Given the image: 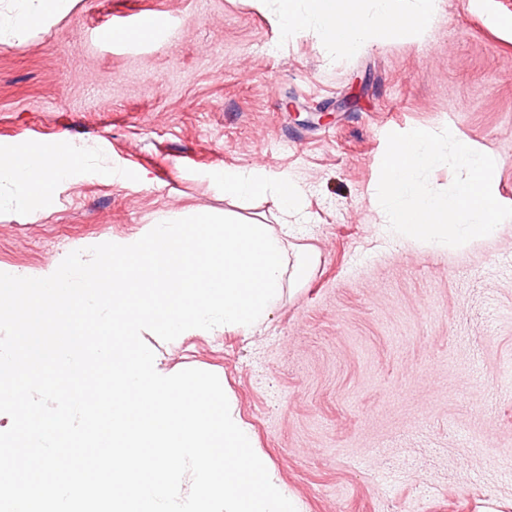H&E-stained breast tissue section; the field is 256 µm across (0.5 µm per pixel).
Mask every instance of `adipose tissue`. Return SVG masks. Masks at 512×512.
I'll return each mask as SVG.
<instances>
[{
    "instance_id": "adipose-tissue-1",
    "label": "adipose tissue",
    "mask_w": 512,
    "mask_h": 512,
    "mask_svg": "<svg viewBox=\"0 0 512 512\" xmlns=\"http://www.w3.org/2000/svg\"><path fill=\"white\" fill-rule=\"evenodd\" d=\"M72 0H21L19 8L0 11V37L24 38L31 29L51 27ZM410 9H397V0H274L272 21L284 34L313 29L336 52L344 55L390 32L418 31L436 0H412ZM76 152L43 148H14L0 156V187L32 203L58 190L76 168Z\"/></svg>"
}]
</instances>
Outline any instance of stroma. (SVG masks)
Here are the masks:
<instances>
[{
  "label": "stroma",
  "instance_id": "stroma-1",
  "mask_svg": "<svg viewBox=\"0 0 512 512\" xmlns=\"http://www.w3.org/2000/svg\"><path fill=\"white\" fill-rule=\"evenodd\" d=\"M255 0H77L0 40V150L83 151L33 207L0 209V272H37L188 210L275 223L225 199L227 168L302 190L307 278L244 333L162 348L222 376L301 512H512V219L465 248L394 237L373 202L388 133L453 128L498 162L512 206V0H440L417 36L346 56L281 36ZM160 17L152 37L96 29Z\"/></svg>",
  "mask_w": 512,
  "mask_h": 512
}]
</instances>
